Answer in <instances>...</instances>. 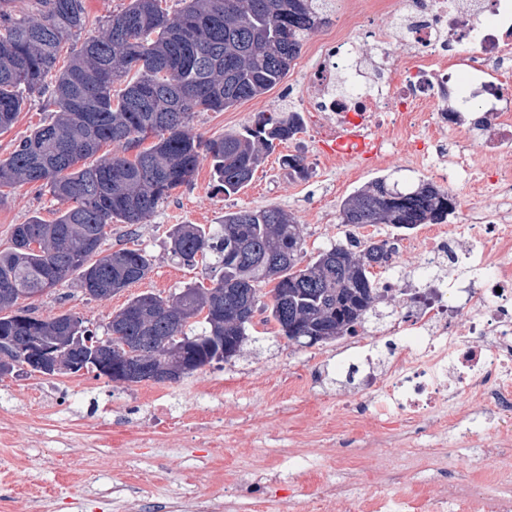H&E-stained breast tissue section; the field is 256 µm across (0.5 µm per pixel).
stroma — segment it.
Wrapping results in <instances>:
<instances>
[{"label": "stroma", "instance_id": "stroma-1", "mask_svg": "<svg viewBox=\"0 0 512 512\" xmlns=\"http://www.w3.org/2000/svg\"><path fill=\"white\" fill-rule=\"evenodd\" d=\"M351 7L352 0H334L327 23L308 34L299 58L269 91L221 112L195 114L193 131L207 140L243 131L262 112L302 111L296 139L277 145L248 186L225 196L211 158L200 154L190 184L146 223L113 224L105 242L110 251L146 250L153 263L146 279L105 300L84 295L69 281L32 300L36 315L72 314L100 334L133 296L166 297L205 281V266L187 268L172 260L169 232L178 224H220L225 213L239 210L275 206L291 213L303 226L311 256L334 244L387 240L396 252L373 275L411 266L414 255L402 231L387 224H344L340 209L348 195L375 179L409 187L431 178L437 154L415 169L396 160H356L345 173L323 152L317 122L302 110L315 52L333 39ZM42 105V98L33 97L12 127L0 132V158L45 123ZM288 155L304 158L308 179L290 174L282 163ZM56 207L37 187L8 190L0 198V249L9 245L14 225L35 217L53 220ZM350 342L347 336L312 346L289 342L259 311L239 356L172 383L128 386L86 370L0 379V494L8 495L10 512H91L90 500L99 497L111 502L112 512H148L164 501L188 506L201 496L223 498L224 512H253L257 494L266 502L264 512H295L298 503L307 504L308 512H343L336 491L341 472H355L363 492L405 497L455 481L453 449L459 444L512 446V434L497 435L488 422L462 437L393 412H361L360 385L347 383L336 365L337 349ZM215 380L224 384L219 398L206 393ZM142 392L159 396L171 424L150 443L128 446L122 431L153 433L149 406L135 399Z\"/></svg>", "mask_w": 512, "mask_h": 512}]
</instances>
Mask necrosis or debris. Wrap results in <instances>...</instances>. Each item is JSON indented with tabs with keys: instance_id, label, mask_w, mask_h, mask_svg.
Returning <instances> with one entry per match:
<instances>
[{
	"instance_id": "obj_1",
	"label": "necrosis or debris",
	"mask_w": 512,
	"mask_h": 512,
	"mask_svg": "<svg viewBox=\"0 0 512 512\" xmlns=\"http://www.w3.org/2000/svg\"><path fill=\"white\" fill-rule=\"evenodd\" d=\"M364 24L318 49L304 97L322 133L350 117L390 130L423 122L447 127L438 177L451 185L467 167L470 144L457 133L446 102L457 95L486 114L496 135L484 153L512 156V0H370ZM344 89H337V82ZM416 274L385 279L380 294L398 299L390 335L404 342L383 360L375 343H357L353 369L369 405L424 418L467 397L473 412L512 414V221L452 224L417 234ZM351 512H512V487L494 498L448 489L414 498H367L353 492Z\"/></svg>"
}]
</instances>
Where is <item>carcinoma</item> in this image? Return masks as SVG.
Masks as SVG:
<instances>
[{"label":"carcinoma","instance_id":"1","mask_svg":"<svg viewBox=\"0 0 512 512\" xmlns=\"http://www.w3.org/2000/svg\"><path fill=\"white\" fill-rule=\"evenodd\" d=\"M6 2L0 0V131L49 79L55 115L0 159V189L46 188L59 205L50 222L14 225L11 247L0 251V345L18 375L28 359L14 343L30 335L19 317L33 313L20 300L73 276L96 299L139 283L152 258L141 248L103 249L112 223H144L191 182L202 151L219 189L236 194L275 142L301 131L298 112H261L245 133L209 140L194 135L190 121L280 82L306 36L325 22L327 7L322 0H182L171 13L165 0H130L60 69L62 44L86 25L84 0H29L18 14ZM105 144L118 151L85 163ZM453 205L431 181L402 192L378 178L350 194L340 214L344 224L413 229L442 223ZM169 239L177 264L210 268V285L193 283L168 297L141 293L112 315L106 334L120 336L132 352L155 351L165 365L187 358L193 372L237 356L259 309L297 344L304 336L327 342L354 334L379 298L371 268L389 264L394 252L386 240L353 249L336 244L306 262L301 225L279 207L228 212L218 226L180 224ZM200 315L205 330L192 334ZM68 319L43 320V341L80 337L71 350L79 362L74 372L102 376L97 344L106 340L82 319L72 326Z\"/></svg>","mask_w":512,"mask_h":512}]
</instances>
